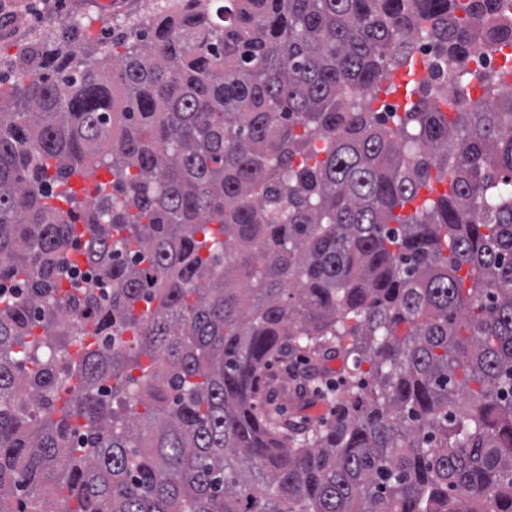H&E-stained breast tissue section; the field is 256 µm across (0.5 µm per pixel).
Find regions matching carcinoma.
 Masks as SVG:
<instances>
[{
  "mask_svg": "<svg viewBox=\"0 0 512 512\" xmlns=\"http://www.w3.org/2000/svg\"><path fill=\"white\" fill-rule=\"evenodd\" d=\"M499 4L175 0L8 64L0 512H512V90L466 65ZM416 58L418 63H420L424 70L426 71V76L430 79V83L434 88H439L442 86H448V78L446 77V68H442L439 62L436 60L434 53L428 46H423L417 52ZM441 71L440 75L438 71Z\"/></svg>",
  "mask_w": 512,
  "mask_h": 512,
  "instance_id": "1",
  "label": "carcinoma"
}]
</instances>
